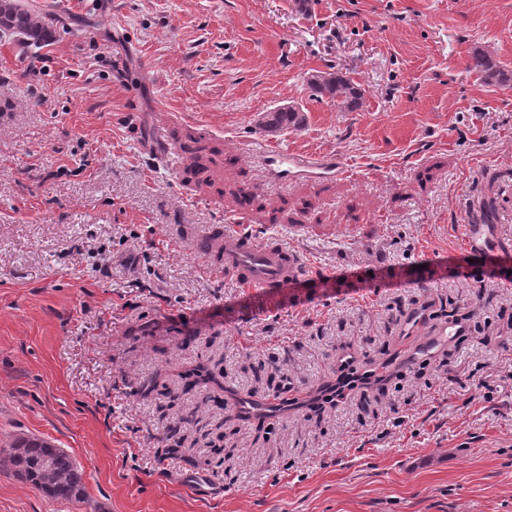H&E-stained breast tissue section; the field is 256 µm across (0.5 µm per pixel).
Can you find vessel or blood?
Returning a JSON list of instances; mask_svg holds the SVG:
<instances>
[{"label": "vessel or blood", "mask_w": 512, "mask_h": 512, "mask_svg": "<svg viewBox=\"0 0 512 512\" xmlns=\"http://www.w3.org/2000/svg\"><path fill=\"white\" fill-rule=\"evenodd\" d=\"M258 157L268 175L281 179L300 174L321 178L340 173L336 162L285 149H263ZM466 232L470 254L488 256L498 251V239L488 225L476 221L467 225ZM215 247L224 262L225 273L249 288L277 291L300 285L306 276L299 254L273 239L246 235L229 224L225 225Z\"/></svg>", "instance_id": "vessel-or-blood-1"}]
</instances>
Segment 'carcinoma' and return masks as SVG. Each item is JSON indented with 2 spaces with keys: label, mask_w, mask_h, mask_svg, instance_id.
<instances>
[{
  "label": "carcinoma",
  "mask_w": 512,
  "mask_h": 512,
  "mask_svg": "<svg viewBox=\"0 0 512 512\" xmlns=\"http://www.w3.org/2000/svg\"><path fill=\"white\" fill-rule=\"evenodd\" d=\"M57 22L55 14L40 9L35 0H0V36H19L26 44L40 45L52 37ZM471 68L481 73L486 83L501 85L508 73L491 55L476 52ZM308 87L319 99H328L338 106L351 109L358 105L361 91L346 76L335 71H315L306 79ZM304 114L294 105H282L263 114L260 126L270 132L298 128ZM196 382L222 386L220 377L205 366L193 370ZM0 466L41 489L54 501L80 503L85 496L82 473L73 457L50 442L29 435H20L0 448Z\"/></svg>",
  "instance_id": "carcinoma-1"
}]
</instances>
